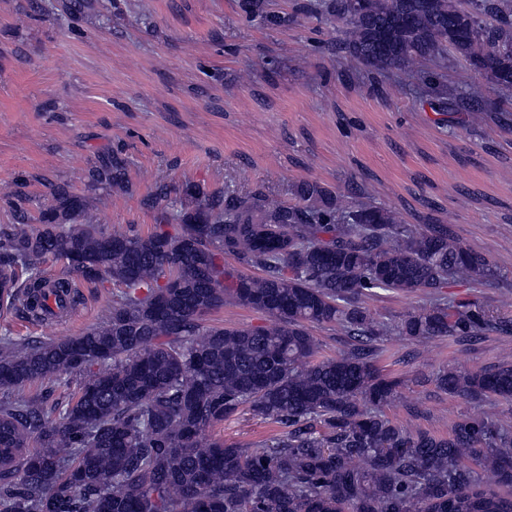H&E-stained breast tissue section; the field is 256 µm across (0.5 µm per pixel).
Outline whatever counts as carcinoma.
Returning <instances> with one entry per match:
<instances>
[{"label": "carcinoma", "instance_id": "1", "mask_svg": "<svg viewBox=\"0 0 512 512\" xmlns=\"http://www.w3.org/2000/svg\"><path fill=\"white\" fill-rule=\"evenodd\" d=\"M331 0L320 21L341 24L343 50L371 73L453 50L498 90L512 89V0ZM129 191L118 161L80 175ZM34 226L0 230V317L40 321L83 300L72 275L109 283L104 320L76 336L0 335V512H512V427L484 415L448 436L382 414L400 380L377 364L395 331L417 341L512 334L485 306L429 304L395 324L373 316L376 289L439 292L450 279L490 280L486 256L445 224L420 232L391 209L342 204L316 183L301 203L228 204L187 187L142 236L101 226L85 201L54 190ZM264 272L224 266V254ZM50 260L64 263L44 275ZM237 304L261 327L204 324ZM312 326L351 340L322 359ZM78 376L63 402L54 389ZM462 399L512 402V355L477 371L443 370ZM288 428L273 447L244 448L212 430L242 410Z\"/></svg>", "mask_w": 512, "mask_h": 512}]
</instances>
